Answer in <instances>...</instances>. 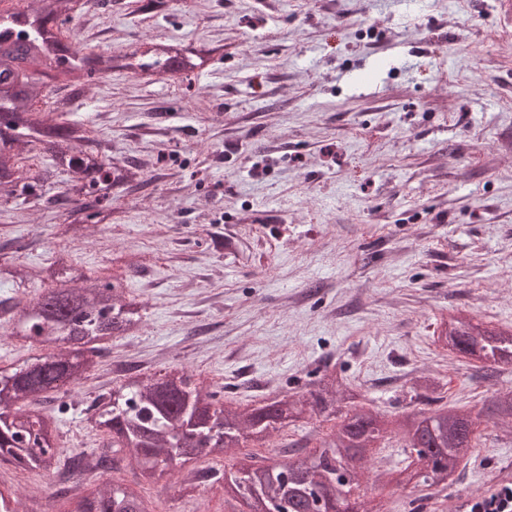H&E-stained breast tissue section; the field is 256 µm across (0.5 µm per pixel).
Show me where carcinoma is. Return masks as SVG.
Wrapping results in <instances>:
<instances>
[{
	"instance_id": "obj_1",
	"label": "carcinoma",
	"mask_w": 512,
	"mask_h": 512,
	"mask_svg": "<svg viewBox=\"0 0 512 512\" xmlns=\"http://www.w3.org/2000/svg\"><path fill=\"white\" fill-rule=\"evenodd\" d=\"M82 11L80 0H21L9 16H0V45L14 33L28 31L25 40L38 52L40 63L33 74L0 70V106L7 107L9 123L0 125V202L24 199L40 205L52 203L65 210L71 224L102 222L112 215V190L130 185L136 173L112 163V148L89 137L82 123L66 119L96 79L112 74L118 60L133 72L149 71L164 78L175 72H192L204 66V48L158 44L157 60L146 65L135 55L85 54L65 40L63 28ZM62 77L67 94L52 96L49 80ZM27 79L23 98L12 92L19 78ZM51 153L52 168H24L21 161L38 151ZM72 175L73 195L45 200L43 184L52 169ZM73 261L68 250L55 251L46 266L13 265L6 274L25 285L51 281L50 288L18 307L0 300V317L19 310L12 336L37 341L40 354L13 371L0 372V463L37 469L60 477L57 498H68L76 512H147L143 501L121 483L102 481L89 495H70L68 476L117 470L127 459L139 470L141 480L155 483L174 476L181 460L219 457L226 448L248 443L264 445L281 427L306 416L345 408L336 431L313 458L299 461L288 474H275L270 466H245L234 476L233 493L251 498L261 494L258 512L271 504L278 512H369L346 488L347 478L356 487L393 482L423 491H443L453 484L475 448L481 420L491 419L503 433L512 435V390L495 391L489 404L462 410L446 404L431 409L404 411L394 418L358 401L355 388L341 377L325 375L305 394H277L253 407L224 402V390L193 384L192 377L175 368L164 373H135L127 367L112 392L125 400L115 405L112 396L99 394L86 406L87 421L101 435L99 447L74 448L70 455L57 447L59 418L32 413L30 406L54 395H68L100 370L107 348L105 337L139 330L142 306L111 283L74 284ZM438 341L493 369L512 363V330H494L456 315L442 326ZM441 384L434 378L416 379L410 402H431ZM397 443L404 459L397 469H371L365 453ZM433 466L424 470L419 459ZM0 512H37L23 499L0 494Z\"/></svg>"
}]
</instances>
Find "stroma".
<instances>
[{"instance_id":"stroma-1","label":"stroma","mask_w":512,"mask_h":512,"mask_svg":"<svg viewBox=\"0 0 512 512\" xmlns=\"http://www.w3.org/2000/svg\"><path fill=\"white\" fill-rule=\"evenodd\" d=\"M89 0L85 52L178 42L211 49L188 76L113 70L69 117L140 178L108 224L0 203V267L49 264L68 247L86 283H118L143 306L138 332L108 339L103 370L71 394L60 445L94 448L86 393L116 362L182 368L254 405L305 393L331 370L371 406L407 410L413 379L443 401L490 398L483 370L436 343L463 311L512 326V28L497 0ZM338 423L285 427L264 448L190 461L186 471L265 464L296 442L314 455ZM463 476L424 512L512 481V437L484 421ZM148 512H240L222 486L113 474ZM56 477L0 466V493L70 512Z\"/></svg>"}]
</instances>
